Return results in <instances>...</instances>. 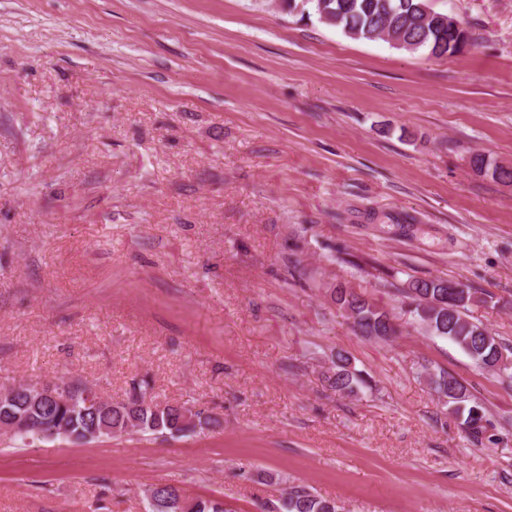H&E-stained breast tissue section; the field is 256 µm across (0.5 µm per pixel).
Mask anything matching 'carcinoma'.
I'll use <instances>...</instances> for the list:
<instances>
[{
  "instance_id": "cac0c4a2",
  "label": "carcinoma",
  "mask_w": 512,
  "mask_h": 512,
  "mask_svg": "<svg viewBox=\"0 0 512 512\" xmlns=\"http://www.w3.org/2000/svg\"><path fill=\"white\" fill-rule=\"evenodd\" d=\"M288 12L301 17L316 16L325 25L339 28L354 39L382 40L409 51L425 50L435 58L458 51L457 47H441L440 41L455 40L457 29L445 23V14L431 9L428 0H285ZM474 167L500 179L512 180V170L490 166L485 156L473 157ZM393 288L414 323L432 336L449 340L464 351L474 365L489 371L503 381H512V349L497 340L480 322L468 315L469 307L483 298L459 281L435 277H411L403 284H384ZM331 301L352 320L356 335L382 342L392 340L388 334L391 314L371 298L343 283L327 286ZM330 388L346 395L371 386L369 377L353 365L352 359L337 353L326 376ZM434 390L443 405L460 420L466 435L477 441L486 431V409L468 387L455 376L441 370L432 374ZM11 397L0 401V424L17 419L24 425L8 431L11 438L30 445L42 441L84 442L100 437L129 433L183 435L208 428L216 420L199 409L193 419L185 417L183 407L153 402L147 389L133 388L128 400L110 406L96 403L98 392L76 385L71 402L58 404L50 400L36 401L27 383L9 388ZM178 488L155 485L145 492L148 512H234L221 500L185 499L180 505ZM266 512H337L336 502L317 496L301 485L288 487L282 498L265 507Z\"/></svg>"
}]
</instances>
